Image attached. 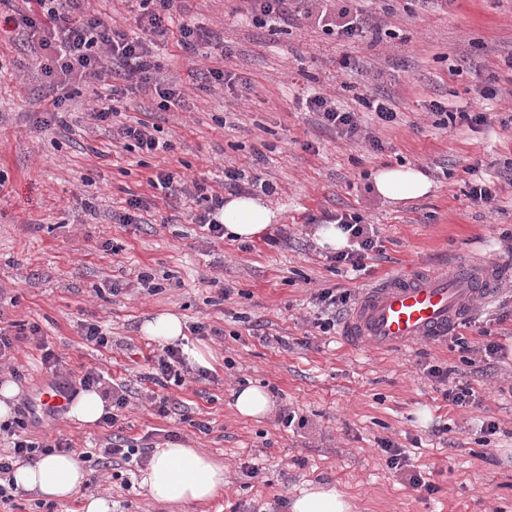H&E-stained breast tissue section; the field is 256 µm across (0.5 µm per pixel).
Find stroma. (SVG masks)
I'll return each mask as SVG.
<instances>
[{"label": "stroma", "mask_w": 512, "mask_h": 512, "mask_svg": "<svg viewBox=\"0 0 512 512\" xmlns=\"http://www.w3.org/2000/svg\"><path fill=\"white\" fill-rule=\"evenodd\" d=\"M238 7L239 0H178L177 20L200 27L204 41L195 54L170 40L156 41L154 51L161 78L184 90L182 107L161 110L149 91L118 105L122 122L149 121L173 146L147 154L127 151L111 123L89 118L95 88L85 83L64 105L66 126L40 128L55 92L41 75L37 41L18 43L11 0H0V287L14 300L9 320L38 324L43 346L73 371L130 381L138 396L119 422L125 438L147 436L162 447L174 433L223 460V493L183 512H273L276 498H292L310 482L344 491L353 512H512V279L454 335L390 352L351 347L342 333L312 326L322 289L356 298L391 274L435 271L461 257H512V0H448L443 10L430 0H354L364 32L352 40L302 18L259 26ZM206 68L234 80L199 84L194 74ZM492 78L497 98H480ZM315 93L354 112L382 151L324 126L306 109ZM376 93L391 98L395 123L380 124L362 106ZM435 100L453 113L486 112L489 121L474 129L457 120L437 125L429 111ZM397 164L420 167L432 192L383 200L372 174ZM169 168L220 196L225 170L268 180L274 193L255 187L251 194L277 220L247 244L212 238L195 222L202 209L195 198H165L149 187L148 177ZM475 181L497 185L493 209L467 197ZM135 197L144 202L140 223H118ZM325 211L356 212L377 228L381 250L366 271L327 260L310 221ZM141 273L152 287L139 284ZM223 286L231 290L225 300ZM162 312L219 330L184 340L213 355L208 380L168 389L188 424L153 414L147 401L148 359L162 345L141 326ZM87 321L111 336V347L85 343ZM460 337L469 352L460 351ZM489 341L500 344L498 356H486ZM41 348L24 342L14 361L18 399L36 417L33 434H65L79 451L101 447L111 428L41 408L51 379ZM433 366L449 370L447 382L431 376ZM250 381L272 397L265 417L240 416L231 404V389ZM460 382L475 396L463 407L440 393ZM286 408L306 425L284 426ZM200 421L209 432L197 429ZM385 439L436 493L413 489L388 467L379 450ZM251 461L259 465L253 478L241 469ZM100 474L99 486L84 492L111 497L112 512H171L140 487L139 467L107 462Z\"/></svg>", "instance_id": "1"}]
</instances>
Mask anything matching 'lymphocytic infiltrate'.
Segmentation results:
<instances>
[{
    "label": "lymphocytic infiltrate",
    "instance_id": "f902f5d3",
    "mask_svg": "<svg viewBox=\"0 0 512 512\" xmlns=\"http://www.w3.org/2000/svg\"><path fill=\"white\" fill-rule=\"evenodd\" d=\"M17 12L15 27L21 36L34 37L43 31L40 46L44 61L40 65L42 76L52 87L64 88L71 82L102 84L96 93L89 117L97 122L117 119L118 103L128 92L148 89L155 93L162 110L180 105L182 90L165 84L159 77V64L154 59L152 46L156 38H172L184 50L196 51L201 38L195 27L177 22L175 0H140L142 11L138 19L140 34H129L112 26L95 14L78 11L77 0H23ZM248 9L257 24L267 19L290 20L295 13L317 20L330 34L353 39L360 27L351 14L350 7H339L330 14L318 7V0H248ZM333 222L347 234L350 246L331 254L334 264H347L361 271L365 262L378 249V237L373 225L364 223L358 214H336ZM42 363L59 385L71 394L96 390L110 402L112 410L103 422L114 427L121 412L130 403L133 390L126 382H111L96 369L77 373L68 369L64 361L52 352H44ZM184 358L178 348L165 347L154 355L149 381L160 386L161 391L152 395L150 403L156 414L169 416L177 404L164 393L168 386H182L186 381ZM29 406L18 407L13 421L0 425V504L14 502L20 489L13 477L16 460H36L38 456L53 452L72 451V441L65 436L53 440L40 439L29 434Z\"/></svg>",
    "mask_w": 512,
    "mask_h": 512
}]
</instances>
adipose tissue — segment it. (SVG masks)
Segmentation results:
<instances>
[{"instance_id":"obj_1","label":"adipose tissue","mask_w":512,"mask_h":512,"mask_svg":"<svg viewBox=\"0 0 512 512\" xmlns=\"http://www.w3.org/2000/svg\"><path fill=\"white\" fill-rule=\"evenodd\" d=\"M376 192L384 199L401 202L428 195L433 183L410 165L385 167L373 176ZM228 235L243 241L263 236L276 213L260 198L231 196L219 214ZM17 486L48 500H63L81 493L87 473L70 453H54L15 465ZM150 497L161 504L202 505L224 488V464L207 452L176 443L157 449L141 479ZM290 512H353L348 495L334 486L311 483L300 490Z\"/></svg>"}]
</instances>
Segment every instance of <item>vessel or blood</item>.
I'll list each match as a JSON object with an SVG mask.
<instances>
[{
	"label": "vessel or blood",
	"mask_w": 512,
	"mask_h": 512,
	"mask_svg": "<svg viewBox=\"0 0 512 512\" xmlns=\"http://www.w3.org/2000/svg\"><path fill=\"white\" fill-rule=\"evenodd\" d=\"M499 266L460 259L437 272L415 270L387 277L365 289L344 324L354 346L402 347L448 336L477 300L496 291Z\"/></svg>",
	"instance_id": "vessel-or-blood-1"
}]
</instances>
